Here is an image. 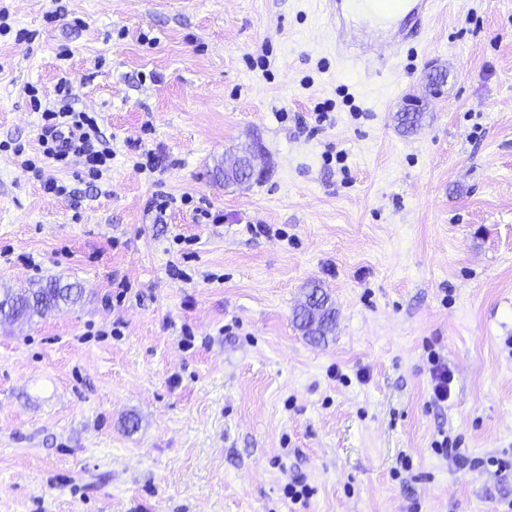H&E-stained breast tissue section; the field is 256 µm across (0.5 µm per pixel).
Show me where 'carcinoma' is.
<instances>
[{
  "label": "carcinoma",
  "instance_id": "cac0c4a2",
  "mask_svg": "<svg viewBox=\"0 0 512 512\" xmlns=\"http://www.w3.org/2000/svg\"><path fill=\"white\" fill-rule=\"evenodd\" d=\"M78 299L79 293L71 285L51 279L27 294L6 292L0 295V318L9 322L29 321L35 316H45L62 303H75ZM296 319L308 336L321 339L333 331L335 310L321 286L314 284L309 288Z\"/></svg>",
  "mask_w": 512,
  "mask_h": 512
}]
</instances>
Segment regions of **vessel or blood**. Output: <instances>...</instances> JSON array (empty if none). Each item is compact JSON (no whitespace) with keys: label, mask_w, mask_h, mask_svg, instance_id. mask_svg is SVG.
Returning a JSON list of instances; mask_svg holds the SVG:
<instances>
[{"label":"vessel or blood","mask_w":512,"mask_h":512,"mask_svg":"<svg viewBox=\"0 0 512 512\" xmlns=\"http://www.w3.org/2000/svg\"><path fill=\"white\" fill-rule=\"evenodd\" d=\"M326 18L337 33H345L349 12L344 0H325ZM367 22L381 31L382 41L351 38L337 42L336 56L342 60L360 62L375 60L381 63L397 61L407 40L404 19H413L415 24H424L435 10L437 0H355Z\"/></svg>","instance_id":"vessel-or-blood-1"}]
</instances>
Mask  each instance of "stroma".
<instances>
[{
	"label": "stroma",
	"mask_w": 512,
	"mask_h": 512,
	"mask_svg": "<svg viewBox=\"0 0 512 512\" xmlns=\"http://www.w3.org/2000/svg\"><path fill=\"white\" fill-rule=\"evenodd\" d=\"M1 19L0 293L82 294L0 322V512H512V0H442L373 69L337 61L321 0ZM63 74L112 153L95 181L42 154L26 89L56 105ZM248 148L264 177L225 187ZM313 284L336 310L319 342L295 319Z\"/></svg>",
	"instance_id": "35a3bbf8"
}]
</instances>
